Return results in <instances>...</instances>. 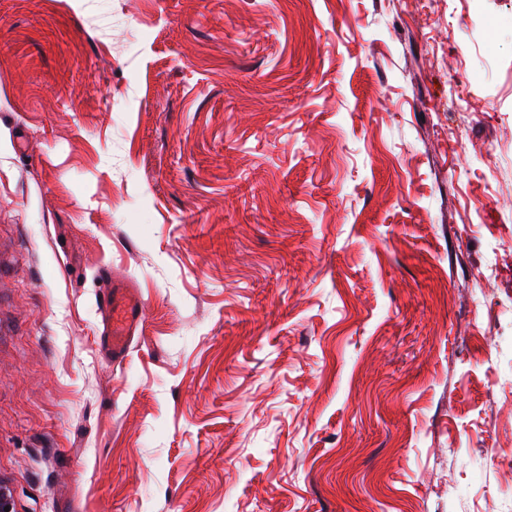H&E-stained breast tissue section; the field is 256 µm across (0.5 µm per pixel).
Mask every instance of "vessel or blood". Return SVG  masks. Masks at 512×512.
<instances>
[{"label": "vessel or blood", "mask_w": 512, "mask_h": 512, "mask_svg": "<svg viewBox=\"0 0 512 512\" xmlns=\"http://www.w3.org/2000/svg\"><path fill=\"white\" fill-rule=\"evenodd\" d=\"M100 281V310L105 321L101 351L112 363L119 364L125 359L142 321L144 304L137 288L116 280L109 270H102Z\"/></svg>", "instance_id": "obj_1"}]
</instances>
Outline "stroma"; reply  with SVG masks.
<instances>
[{"mask_svg": "<svg viewBox=\"0 0 512 512\" xmlns=\"http://www.w3.org/2000/svg\"><path fill=\"white\" fill-rule=\"evenodd\" d=\"M496 399L512 0H0L15 512H512ZM99 276L102 288L100 310L105 321L101 351L113 364H120L142 321L144 304L137 288L128 282L117 281L107 268Z\"/></svg>", "mask_w": 512, "mask_h": 512, "instance_id": "1", "label": "stroma"}]
</instances>
